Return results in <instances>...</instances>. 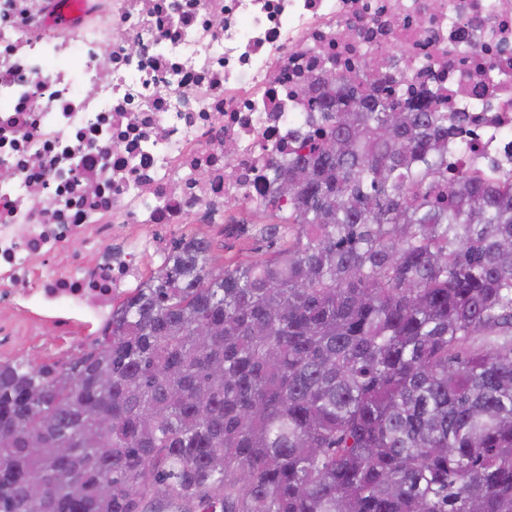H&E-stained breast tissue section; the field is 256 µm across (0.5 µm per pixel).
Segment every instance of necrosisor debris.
<instances>
[{
  "label": "necrosis or debris",
  "instance_id": "necrosis-or-debris-1",
  "mask_svg": "<svg viewBox=\"0 0 512 512\" xmlns=\"http://www.w3.org/2000/svg\"><path fill=\"white\" fill-rule=\"evenodd\" d=\"M330 58L432 87L467 116L449 167L512 175V0H0V354L79 351L193 225L254 211Z\"/></svg>",
  "mask_w": 512,
  "mask_h": 512
}]
</instances>
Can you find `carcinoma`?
I'll return each instance as SVG.
<instances>
[{"mask_svg": "<svg viewBox=\"0 0 512 512\" xmlns=\"http://www.w3.org/2000/svg\"><path fill=\"white\" fill-rule=\"evenodd\" d=\"M395 91L306 86L271 255L196 237L65 371L0 363V512H512V179Z\"/></svg>", "mask_w": 512, "mask_h": 512, "instance_id": "carcinoma-1", "label": "carcinoma"}]
</instances>
